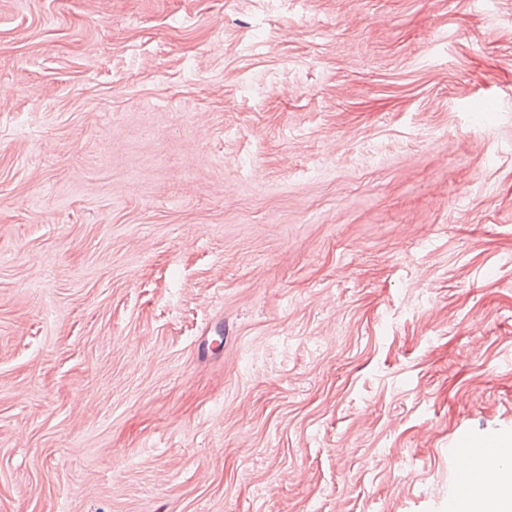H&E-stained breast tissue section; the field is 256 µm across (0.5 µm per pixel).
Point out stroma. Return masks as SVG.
Returning a JSON list of instances; mask_svg holds the SVG:
<instances>
[{
    "mask_svg": "<svg viewBox=\"0 0 512 512\" xmlns=\"http://www.w3.org/2000/svg\"><path fill=\"white\" fill-rule=\"evenodd\" d=\"M512 448V0H0V512H452ZM501 448L492 445H486L474 449L465 460L466 468L471 470L488 469L489 467H499V456Z\"/></svg>",
    "mask_w": 512,
    "mask_h": 512,
    "instance_id": "stroma-1",
    "label": "stroma"
}]
</instances>
